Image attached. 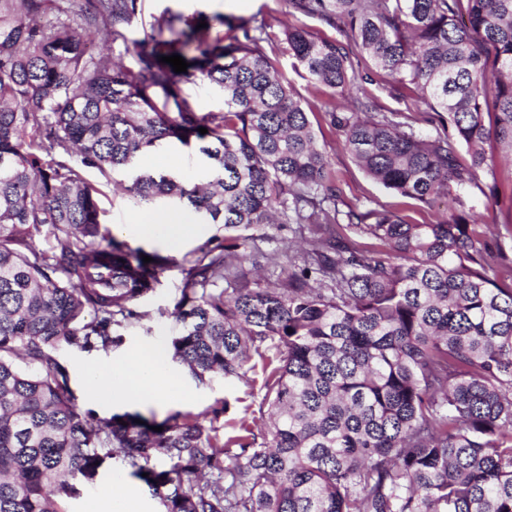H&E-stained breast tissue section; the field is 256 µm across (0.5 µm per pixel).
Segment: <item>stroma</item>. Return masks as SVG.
Segmentation results:
<instances>
[{
  "instance_id": "stroma-1",
  "label": "stroma",
  "mask_w": 512,
  "mask_h": 512,
  "mask_svg": "<svg viewBox=\"0 0 512 512\" xmlns=\"http://www.w3.org/2000/svg\"><path fill=\"white\" fill-rule=\"evenodd\" d=\"M165 12L182 15L196 23L207 22L206 33L212 40H231L244 26L261 31L265 52L300 97L317 139L326 150L342 200L363 208L384 205L420 223L434 221L432 211H421L404 204L402 199L368 177L343 149L338 133L330 127L326 118L332 108L343 107V98L327 89L314 87L307 72L294 58L285 37L286 29L297 26L304 28L314 39L333 41L348 48L352 41L346 29L295 12L288 0H141V13L128 33V42L105 41V51L111 53L115 60L133 65V40L143 38L154 21ZM371 76V81L365 82L364 88L379 111L403 115L424 111L420 94L413 85L401 83L398 78L382 73ZM496 174L500 203H493L475 186L461 191L459 197L465 211L483 223L495 225V239L508 248L512 246V234L506 229L507 223L512 222V208L507 205L508 199L512 198V167L504 164L497 166ZM100 208L103 229L108 230L124 249L157 254L169 258L170 264L160 275L154 291L137 301L139 319L120 328L119 333L123 337L120 345L96 352H85L78 348L59 350L58 355L68 369L70 386L81 410L104 419L132 409L158 421L180 412L206 425L210 422L212 408L224 404L228 407L225 414L228 420L259 417L263 402V372L258 367L246 369L244 376L239 379H216L202 384L179 365L175 371L183 387L180 396L161 403L138 404L132 408L114 401L107 388L89 389L84 375L86 366L123 357L139 344L177 335L179 327L171 311L181 295L187 271L199 256L201 248H212L224 242V228L217 224L198 225L196 234L176 247L161 240L141 242L124 235L120 230L121 225L133 223L141 217L143 209L134 205L129 196L114 191L109 184L102 188ZM315 235L316 229L310 224L265 226L255 234L254 258L243 261L239 270L245 279L258 278L263 284L278 285L289 260L300 259ZM272 254L278 255V264L269 262L268 257Z\"/></svg>"
}]
</instances>
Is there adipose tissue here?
I'll return each mask as SVG.
<instances>
[{
    "instance_id": "obj_1",
    "label": "adipose tissue",
    "mask_w": 512,
    "mask_h": 512,
    "mask_svg": "<svg viewBox=\"0 0 512 512\" xmlns=\"http://www.w3.org/2000/svg\"><path fill=\"white\" fill-rule=\"evenodd\" d=\"M126 230L137 238L161 239L174 247L195 233L196 227L187 214L163 212L139 218ZM86 374L90 387L108 386L116 400L153 403L181 391L178 379L168 368L165 345L160 340L138 346L123 359L91 364Z\"/></svg>"
}]
</instances>
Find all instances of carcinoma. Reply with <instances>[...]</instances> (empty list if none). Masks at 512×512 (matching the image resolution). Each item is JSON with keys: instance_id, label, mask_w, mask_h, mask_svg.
Segmentation results:
<instances>
[{"instance_id": "obj_1", "label": "carcinoma", "mask_w": 512, "mask_h": 512, "mask_svg": "<svg viewBox=\"0 0 512 512\" xmlns=\"http://www.w3.org/2000/svg\"><path fill=\"white\" fill-rule=\"evenodd\" d=\"M138 2L0 0V512H64L116 457L161 512H512V256L463 209L428 224L339 209L308 112L246 28L226 46L163 15L133 41L135 66L89 53L95 35L127 41ZM289 4L347 28L433 113L422 134L365 93L360 112H328L384 188L423 210L495 176L493 145L512 155V0ZM286 37L316 86L351 91L352 51ZM172 54L189 72L160 62ZM194 71L224 111L195 110L181 88ZM193 139L200 182L137 169L144 151ZM89 169L130 173L137 205H187L230 233L187 272L168 352L200 383L258 358L268 419L219 435L179 412L95 425L80 410L56 352L118 345L163 270L106 239ZM303 223L323 232L281 287L238 274L251 230ZM44 224L50 250L32 244Z\"/></svg>"}]
</instances>
